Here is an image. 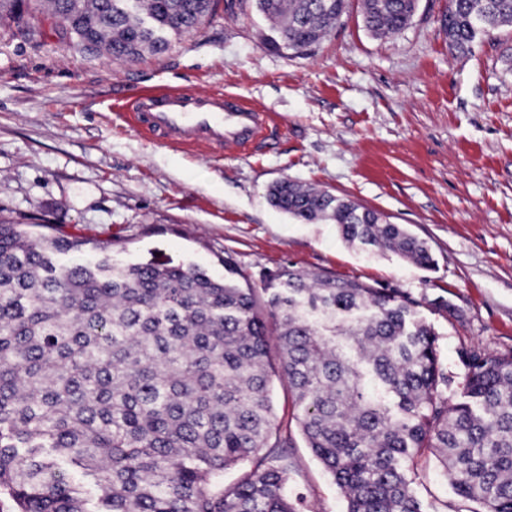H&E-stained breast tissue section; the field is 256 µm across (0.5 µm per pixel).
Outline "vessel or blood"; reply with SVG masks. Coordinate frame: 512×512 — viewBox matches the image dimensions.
<instances>
[{
    "instance_id": "obj_1",
    "label": "vessel or blood",
    "mask_w": 512,
    "mask_h": 512,
    "mask_svg": "<svg viewBox=\"0 0 512 512\" xmlns=\"http://www.w3.org/2000/svg\"><path fill=\"white\" fill-rule=\"evenodd\" d=\"M124 118L148 138L186 151L268 154L283 132L279 115L238 94L188 87L142 90Z\"/></svg>"
}]
</instances>
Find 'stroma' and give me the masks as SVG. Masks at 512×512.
I'll return each mask as SVG.
<instances>
[{"label":"stroma","mask_w":512,"mask_h":512,"mask_svg":"<svg viewBox=\"0 0 512 512\" xmlns=\"http://www.w3.org/2000/svg\"><path fill=\"white\" fill-rule=\"evenodd\" d=\"M448 0H418L410 25L369 34L361 0L307 57L273 49L253 7L217 9L158 56L85 57L52 20L32 37L0 24V215L111 243L119 262L198 266L216 278L231 258L254 288L284 266L397 288L437 335L439 391L463 399V353L512 351V29L449 50ZM237 92L280 114L285 134L265 155L203 154L156 145L116 120L151 87ZM312 185L402 224L430 248L431 267L348 244L336 225L275 209L268 189ZM450 311L436 308L438 300ZM288 436L289 494L305 512H346L334 478L307 447L298 410L273 382ZM423 512H477L432 449L406 463Z\"/></svg>","instance_id":"stroma-1"}]
</instances>
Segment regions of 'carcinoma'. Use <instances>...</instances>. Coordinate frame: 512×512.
<instances>
[{
  "label": "carcinoma",
  "instance_id": "obj_1",
  "mask_svg": "<svg viewBox=\"0 0 512 512\" xmlns=\"http://www.w3.org/2000/svg\"><path fill=\"white\" fill-rule=\"evenodd\" d=\"M418 0H362L375 37L409 25ZM217 0H0V22L56 19L89 55L134 62L198 29ZM269 43L307 54L346 0H254ZM512 27V0H449L448 46L471 50L475 25ZM271 203L327 222L352 245L433 257L402 224L325 190L281 180ZM0 221V493L18 512H301L294 467L274 423L268 337L307 445L347 512H422L404 471L433 448L456 494L512 512V351H467L466 400L438 391L435 333L396 288L288 266L258 302L230 258L224 278L198 267L62 263L87 241ZM238 472L224 484V472Z\"/></svg>",
  "mask_w": 512,
  "mask_h": 512
}]
</instances>
